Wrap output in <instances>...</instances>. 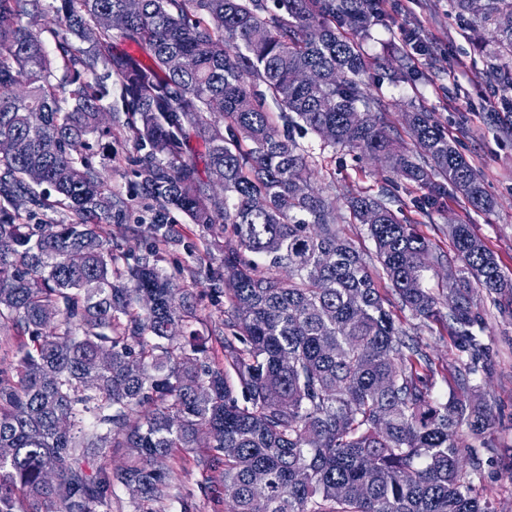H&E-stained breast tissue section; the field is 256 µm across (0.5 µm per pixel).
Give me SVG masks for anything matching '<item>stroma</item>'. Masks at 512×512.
<instances>
[{"mask_svg":"<svg viewBox=\"0 0 512 512\" xmlns=\"http://www.w3.org/2000/svg\"><path fill=\"white\" fill-rule=\"evenodd\" d=\"M392 30L373 29L364 44L369 69L364 76L370 87H381L389 110L384 122L398 132L404 146L412 141L406 134V114L412 105L426 102L436 120L447 129L457 150L484 177L495 207L487 214L474 212L459 195H445L430 223L416 231L434 249L452 254L449 227L470 223L474 232L496 257L505 275L512 277V89L489 77L490 68L512 69V55H494L488 30L473 29L469 18L456 14L451 0H414L409 17L391 14ZM418 30L424 53L413 62L423 78L416 85L392 87L381 79L392 66L395 44L406 30ZM299 145L313 153L318 171L313 188L335 183L337 197L347 192H377L383 178L384 161L357 157L345 148L323 146L314 133L298 136ZM136 155L132 141L121 129L100 136L94 144L92 161L113 192L129 203L127 218L113 225L112 238L131 257L144 254L152 238L149 228L155 211L133 175ZM167 228L172 235L157 255V266L177 272L176 284L192 289L197 302V319L192 328L215 346L224 335L227 299H216L212 281L220 267L221 249L210 233L177 209L167 211ZM483 321L477 333L487 345L492 368L482 387L493 405L492 424L482 437L462 434L460 445L477 458L478 467H464L462 479L485 502L490 512H512V304L486 292L474 293ZM404 327L427 353L437 373L432 395L444 400L458 390L455 369L463 356L456 349L445 323L399 312ZM179 481L165 512H224V489L195 461L194 454L178 460Z\"/></svg>","mask_w":512,"mask_h":512,"instance_id":"stroma-1","label":"stroma"}]
</instances>
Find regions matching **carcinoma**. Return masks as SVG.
I'll return each instance as SVG.
<instances>
[{
	"label": "carcinoma",
	"instance_id": "carcinoma-1",
	"mask_svg": "<svg viewBox=\"0 0 512 512\" xmlns=\"http://www.w3.org/2000/svg\"><path fill=\"white\" fill-rule=\"evenodd\" d=\"M453 4L512 53V0ZM57 13L66 33L52 58L32 24L40 0H0V138L16 144L0 154V348L20 353L15 365L0 358V512H96L114 482L133 512H161L170 460L197 448L196 463L224 485V512H489L461 480L459 431L481 436L492 421L472 385L491 368L473 290L512 300V277L471 225L455 224L447 313L423 286L422 272L448 256L394 207L401 183L422 192L425 217L450 189L476 211L493 201L432 113H408L412 151L378 118L388 104L363 80L359 40L384 21L380 0H139L129 14L126 0H61ZM122 13L118 29L100 22ZM116 37L148 62L112 53ZM101 64L120 79L125 115L113 123L141 151L143 191L224 238L232 322L220 358L185 334L192 292L151 260L157 248L131 263L107 235L128 202L91 160L90 136L112 134L99 124ZM419 78L406 56L389 83ZM293 129L383 158L384 186L336 213L333 185L308 189L312 157ZM193 135L206 181L183 158ZM31 169L47 189L30 184ZM58 209L66 219L32 222ZM342 224L367 226L391 295ZM73 252L81 265L68 263ZM393 296L445 321L466 356L460 393L443 403ZM92 448H126L130 461L93 476Z\"/></svg>",
	"mask_w": 512,
	"mask_h": 512
}]
</instances>
